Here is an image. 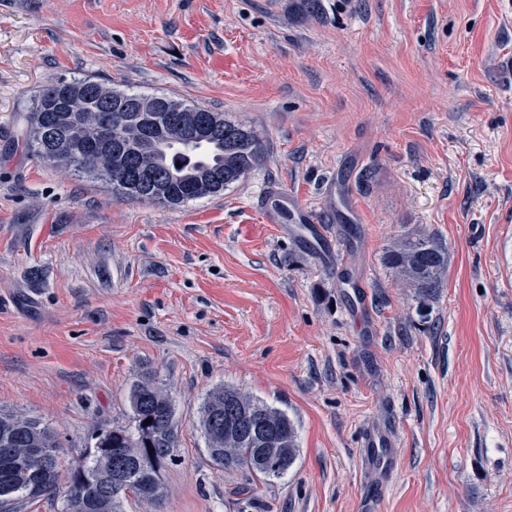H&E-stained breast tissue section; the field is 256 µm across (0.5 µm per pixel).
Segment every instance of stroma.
<instances>
[{"instance_id": "35a3bbf8", "label": "stroma", "mask_w": 512, "mask_h": 512, "mask_svg": "<svg viewBox=\"0 0 512 512\" xmlns=\"http://www.w3.org/2000/svg\"><path fill=\"white\" fill-rule=\"evenodd\" d=\"M83 79L223 113L264 161L176 208L116 198L21 139ZM274 190L327 243L269 223ZM418 229L448 252L424 304L382 263ZM148 375L178 448L124 512H367L369 428L396 437L377 512H512V0H0V413L73 465ZM222 385L297 426L251 495L195 427Z\"/></svg>"}]
</instances>
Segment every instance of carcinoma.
Here are the masks:
<instances>
[{"label":"carcinoma","instance_id":"1","mask_svg":"<svg viewBox=\"0 0 512 512\" xmlns=\"http://www.w3.org/2000/svg\"><path fill=\"white\" fill-rule=\"evenodd\" d=\"M133 104L124 122L112 127V143L99 141L100 107ZM52 114L61 135L46 145L44 121ZM22 137L40 161L65 166L101 181L119 198L175 207L218 196L260 165L258 136L220 112L169 98L106 87L91 80L58 82L42 88L27 115ZM383 264L415 289L420 304L432 297L448 268L447 250L431 235L407 233L387 248ZM130 424L101 428L91 435L81 469L85 479L62 486V461L45 465L38 451L57 448L56 433L38 420L0 414V512H16L19 503H34L63 491L62 512H122L123 488L112 487L113 468L126 469L137 482L155 474L177 448L174 407L168 391L147 376L128 396ZM248 407L265 422L278 453L260 458L267 437H250L232 425L218 427L219 410ZM152 419L148 425L147 419ZM198 426L212 464L241 469L251 478L270 482L283 478L299 456L298 431L288 414L231 386H219L204 399Z\"/></svg>","mask_w":512,"mask_h":512}]
</instances>
